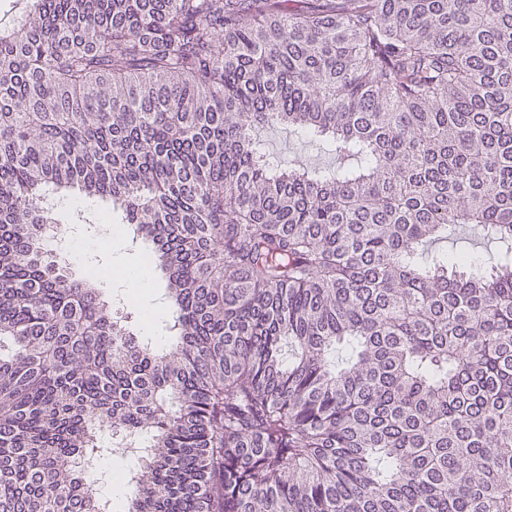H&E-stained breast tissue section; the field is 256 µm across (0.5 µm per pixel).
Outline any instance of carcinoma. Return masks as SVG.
<instances>
[{
	"mask_svg": "<svg viewBox=\"0 0 512 512\" xmlns=\"http://www.w3.org/2000/svg\"><path fill=\"white\" fill-rule=\"evenodd\" d=\"M338 165L284 170L264 127ZM111 202L157 349L48 252ZM505 247L448 257L464 225ZM512 512V0H34L0 30V512Z\"/></svg>",
	"mask_w": 512,
	"mask_h": 512,
	"instance_id": "cac0c4a2",
	"label": "carcinoma"
}]
</instances>
